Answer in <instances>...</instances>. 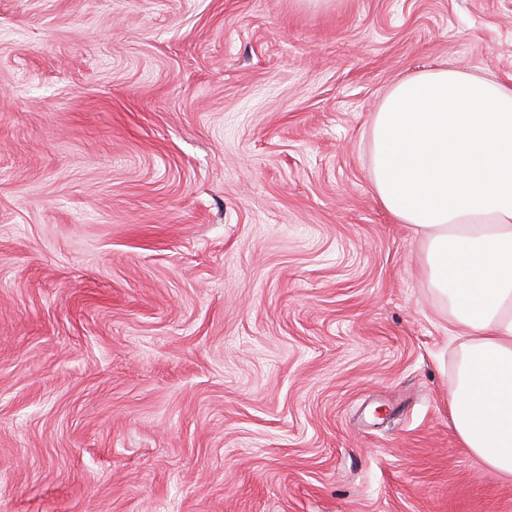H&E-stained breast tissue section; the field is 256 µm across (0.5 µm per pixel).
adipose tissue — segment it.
I'll return each mask as SVG.
<instances>
[{"instance_id": "ef3b65f1", "label": "adipose tissue", "mask_w": 512, "mask_h": 512, "mask_svg": "<svg viewBox=\"0 0 512 512\" xmlns=\"http://www.w3.org/2000/svg\"><path fill=\"white\" fill-rule=\"evenodd\" d=\"M381 206L420 236L470 338L450 390L477 457L512 476V88L441 67L395 85L372 123Z\"/></svg>"}]
</instances>
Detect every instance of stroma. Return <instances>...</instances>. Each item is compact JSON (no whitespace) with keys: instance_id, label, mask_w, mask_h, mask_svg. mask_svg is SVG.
<instances>
[{"instance_id":"35a3bbf8","label":"stroma","mask_w":512,"mask_h":512,"mask_svg":"<svg viewBox=\"0 0 512 512\" xmlns=\"http://www.w3.org/2000/svg\"><path fill=\"white\" fill-rule=\"evenodd\" d=\"M450 64L512 0H0V512H512L373 189Z\"/></svg>"}]
</instances>
